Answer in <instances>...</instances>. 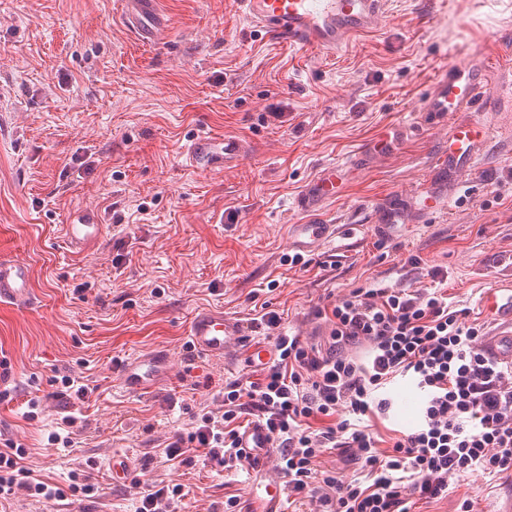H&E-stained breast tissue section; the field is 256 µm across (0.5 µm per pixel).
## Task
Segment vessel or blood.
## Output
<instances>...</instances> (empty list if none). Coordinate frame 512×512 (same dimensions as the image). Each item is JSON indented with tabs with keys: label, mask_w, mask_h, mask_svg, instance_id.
<instances>
[{
	"label": "vessel or blood",
	"mask_w": 512,
	"mask_h": 512,
	"mask_svg": "<svg viewBox=\"0 0 512 512\" xmlns=\"http://www.w3.org/2000/svg\"><path fill=\"white\" fill-rule=\"evenodd\" d=\"M389 0H235V8L258 31L278 44L304 53L328 55L370 36L387 12ZM124 18L129 29L143 43L166 38L167 24L157 10V0H124ZM496 48L484 56H469L448 67L431 85L421 105L422 111L451 117L468 113L465 121H453L448 128V157L435 171L437 179L452 183L464 178L474 155L487 140L484 128L470 115L496 112L502 104L512 102V77L501 78L493 68ZM191 167L204 173L221 172L237 166L245 156L239 140L199 134L183 149ZM336 169L327 167L296 198L304 223L288 227L291 248L316 247L333 238L335 225L318 220L319 207L336 196ZM66 243L83 249L98 242L103 226L92 214L83 213L64 225ZM33 301L32 271L29 263L17 258H0V303L16 307L30 306ZM482 306L497 331L485 340L486 352L495 360L512 365V282L487 291ZM187 334L193 351L217 359L233 351L245 335L240 321L220 311L195 313ZM170 358L166 352L151 351L127 359L120 367L118 381L129 393L156 388L169 377ZM241 445L249 449L255 465H262L271 447L268 430L262 422H253L242 434ZM249 512H285L282 488L275 482L250 483Z\"/></svg>",
	"instance_id": "1"
}]
</instances>
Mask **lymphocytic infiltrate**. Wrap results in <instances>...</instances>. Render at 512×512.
Wrapping results in <instances>:
<instances>
[{"label":"lymphocytic infiltrate","mask_w":512,"mask_h":512,"mask_svg":"<svg viewBox=\"0 0 512 512\" xmlns=\"http://www.w3.org/2000/svg\"><path fill=\"white\" fill-rule=\"evenodd\" d=\"M430 286L359 288L316 314L330 325L327 348L280 330L277 312L256 326L271 331L277 357L259 378L224 386L221 405L177 434L163 453L174 461L193 450L225 471L244 469L241 418L256 413L276 450L272 469L284 480L289 504L310 512H413L447 496L449 486L474 472H512V367L486 355L485 327L469 309L448 301L447 276L430 271ZM365 347L354 355V347ZM400 382L423 394L415 424L381 433L376 423L392 408ZM0 451V500L22 495L52 504L92 496L91 475L68 486L32 476L23 443ZM350 448L358 464L350 479L323 464Z\"/></svg>","instance_id":"1"}]
</instances>
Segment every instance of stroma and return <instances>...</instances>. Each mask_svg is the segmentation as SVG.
<instances>
[{
  "label": "stroma",
  "instance_id": "obj_1",
  "mask_svg": "<svg viewBox=\"0 0 512 512\" xmlns=\"http://www.w3.org/2000/svg\"><path fill=\"white\" fill-rule=\"evenodd\" d=\"M171 31L146 45L128 31L121 0H0V254L26 260L35 303L0 305V431L27 446L24 464L67 486L92 467L98 495L0 512H135L132 479L183 485L181 512H218L247 495V473L163 461L168 438L219 408L226 382L247 374L244 351L209 359L188 349L186 327L205 309L250 324L277 311L283 330L323 344L318 307L357 288L421 289V268L448 274L457 308L481 312L482 295L512 276V212L496 189L512 179V105L481 113L490 140L468 176L435 190L448 125L421 111L448 64L512 41V0H391L376 33L336 56L268 41L230 0H159ZM403 126L397 151L377 146ZM206 133L244 142L238 166L202 173L183 145ZM341 189L321 214L335 241L283 262L294 200L328 166ZM412 208L396 232L373 224L362 202L392 196ZM80 212L104 224L96 248L76 253L63 226ZM419 257L420 269L409 260ZM166 351L172 374L149 392L117 380L128 358ZM70 376L85 399L61 393ZM38 399L34 418L28 402ZM74 415V447L49 445ZM133 464L114 481L113 453ZM512 476L476 473L428 512H498Z\"/></svg>",
  "mask_w": 512,
  "mask_h": 512
}]
</instances>
